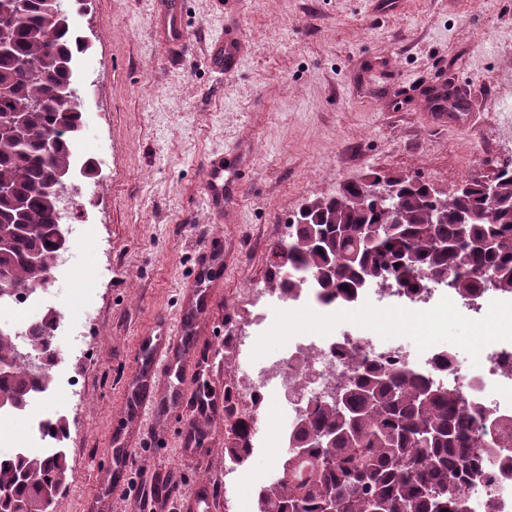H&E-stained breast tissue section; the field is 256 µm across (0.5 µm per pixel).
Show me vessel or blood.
<instances>
[{"instance_id":"obj_1","label":"vessel or blood","mask_w":512,"mask_h":512,"mask_svg":"<svg viewBox=\"0 0 512 512\" xmlns=\"http://www.w3.org/2000/svg\"><path fill=\"white\" fill-rule=\"evenodd\" d=\"M186 0H155L152 26L165 48L182 47L188 31L185 24ZM242 40L239 28L225 27L208 46L207 60L212 69L232 72L239 64ZM243 162L231 153L214 154L204 162L205 191L212 210L219 211L234 204L242 187L240 172ZM220 301L216 291L191 284L184 291V304L179 323H170L158 315L141 334L138 342L139 363L132 378V392L127 402L129 413L142 416L160 410L174 412L179 432L188 435L200 420L219 416L220 401L191 399L183 387L197 359L195 336L211 308ZM112 452V477L132 502L134 512H212L210 489L196 484L191 492L174 495L166 484V467L153 471L147 492H140L127 478L136 439L122 434Z\"/></svg>"}]
</instances>
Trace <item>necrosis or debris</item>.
I'll return each mask as SVG.
<instances>
[{
  "label": "necrosis or debris",
  "mask_w": 512,
  "mask_h": 512,
  "mask_svg": "<svg viewBox=\"0 0 512 512\" xmlns=\"http://www.w3.org/2000/svg\"><path fill=\"white\" fill-rule=\"evenodd\" d=\"M379 310L412 312L418 315H437L455 306L462 309L476 324H483L489 311H497L500 321L494 331L485 337L482 347L468 361H454L448 373H441L439 360L449 353V346L442 340H431L420 358H412L401 345L384 342L376 332L361 326L338 332L331 326L337 315L335 305L324 303L319 292L306 288L288 295L277 293L278 302H292L316 313L323 322L313 333L304 332L289 336L284 350L264 356L260 366L243 395L254 410L248 417L250 428H257L258 416L264 413V403L270 388L281 389L288 400V419L280 429L281 439H288L296 425L298 403H311L324 397L335 378L346 375L351 369L350 350H357L364 358L381 362L389 367L413 368L433 376L447 375L466 402L479 409L487 419H512V295L494 287L481 289L477 294L460 298L444 285H430L415 295L402 289H370ZM95 303L91 288L78 289L76 299L70 300L61 320L50 327L52 338L70 332L74 338L84 335L90 320V308ZM498 457L489 461L474 491L495 498V512H512V475L502 471L498 460L506 456V449H498Z\"/></svg>",
  "instance_id": "4bbe7bcc"
}]
</instances>
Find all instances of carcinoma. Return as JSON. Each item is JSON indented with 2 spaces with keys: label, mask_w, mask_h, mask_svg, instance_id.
Returning a JSON list of instances; mask_svg holds the SVG:
<instances>
[{
  "label": "carcinoma",
  "mask_w": 512,
  "mask_h": 512,
  "mask_svg": "<svg viewBox=\"0 0 512 512\" xmlns=\"http://www.w3.org/2000/svg\"><path fill=\"white\" fill-rule=\"evenodd\" d=\"M0 37L10 51L0 55V235L13 241L0 251V277L25 291L44 280L61 234L60 204L52 182L71 172L70 142L80 132L82 112L69 83L74 53L86 51L72 35L60 0H0ZM26 113L27 132L20 139L12 122ZM56 137L45 155L42 140ZM468 193L442 198L427 184L399 181L398 225L372 247L363 244L364 226L386 224L393 214L384 204L360 198L354 182L326 198L310 202L307 219L316 229L292 224L288 239L278 242L286 266L276 269L272 288L291 292L310 283L324 302L345 304L360 284L381 281L389 268L398 284L417 294L433 277L446 276L454 291L467 297L484 287L483 272H498L497 287L512 292V168L498 175L504 204L484 207L476 178ZM448 212L444 224L430 223V210ZM292 276L285 277V272ZM53 311L32 328L27 350L42 351L51 342ZM0 357L12 359L0 375V397L13 411H23L36 391L50 388L47 355L36 371L20 358L11 335L0 334ZM338 396L315 403L295 425L279 477L264 487L258 512H474L467 487L479 476L482 455L493 453L512 425L474 421L475 409L457 390L421 372L393 371L362 360L339 381ZM233 448L249 447V426L238 420L230 429ZM68 479L66 455L37 454L0 458V512H45L43 490Z\"/></svg>",
  "instance_id": "obj_1"
}]
</instances>
